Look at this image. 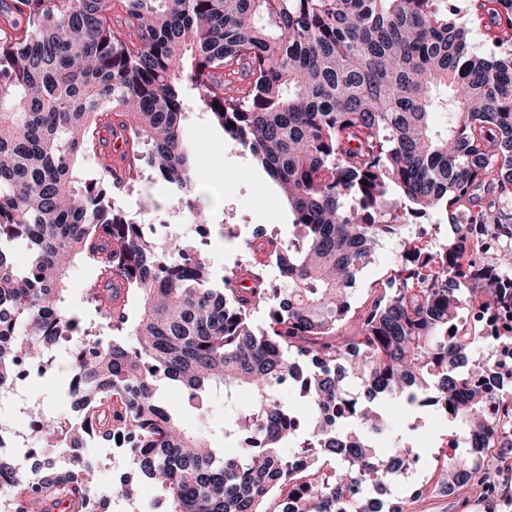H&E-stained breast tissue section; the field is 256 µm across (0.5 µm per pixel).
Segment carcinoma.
<instances>
[{
  "instance_id": "cac0c4a2",
  "label": "carcinoma",
  "mask_w": 512,
  "mask_h": 512,
  "mask_svg": "<svg viewBox=\"0 0 512 512\" xmlns=\"http://www.w3.org/2000/svg\"><path fill=\"white\" fill-rule=\"evenodd\" d=\"M480 31L488 54L470 50ZM279 186L285 240L257 226L218 288L201 245L146 238L118 200L150 170L198 228L197 172L182 142L185 92ZM448 115L445 126L434 115ZM132 163L117 176L104 135ZM97 158L89 178L78 162ZM512 0H17L0 9V390L18 364L72 345L80 421L40 412L31 473L6 457L3 512H109L93 494L86 442L121 448L162 512H410L434 492L490 497L512 469V373L486 343H512ZM445 214L452 235L407 240L412 218ZM384 237L395 267L352 305ZM30 261L19 267L15 249ZM83 298L110 336L63 305L74 259ZM139 305L131 317L130 303ZM264 313L256 326L253 316ZM356 331L344 334L348 324ZM183 412L232 405L224 447ZM288 387L303 407L281 401ZM393 401L448 418L437 478L387 485L419 456L386 419ZM500 407L497 417L487 407ZM122 440H117V437Z\"/></svg>"
}]
</instances>
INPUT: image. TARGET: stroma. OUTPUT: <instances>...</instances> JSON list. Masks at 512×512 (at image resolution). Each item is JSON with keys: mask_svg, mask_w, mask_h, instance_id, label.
I'll list each match as a JSON object with an SVG mask.
<instances>
[{"mask_svg": "<svg viewBox=\"0 0 512 512\" xmlns=\"http://www.w3.org/2000/svg\"><path fill=\"white\" fill-rule=\"evenodd\" d=\"M190 115L184 125V139L196 155L200 182L223 186L224 200L211 205L206 196H199L196 204L208 210L212 218L211 235L204 251L215 273L232 268L246 252L254 225L263 224L281 237L292 236L293 216L275 182L250 156L224 139V132L213 124L200 106L195 92H188ZM121 202L140 223L145 224L149 238L163 240L167 233L197 237L199 230L185 216L174 209L169 184L151 179L148 194L131 193L122 196ZM229 226L230 234H223L222 226ZM71 356L58 351L52 368L36 379L26 390L28 401L41 402L58 417H72L71 399L67 393L70 379ZM418 423L414 444L420 449L422 459L419 478L431 475L437 466L436 456L446 446L452 427L447 418L430 414L423 421H416L414 414L398 407L391 412L394 429Z\"/></svg>", "mask_w": 512, "mask_h": 512, "instance_id": "1", "label": "stroma"}]
</instances>
